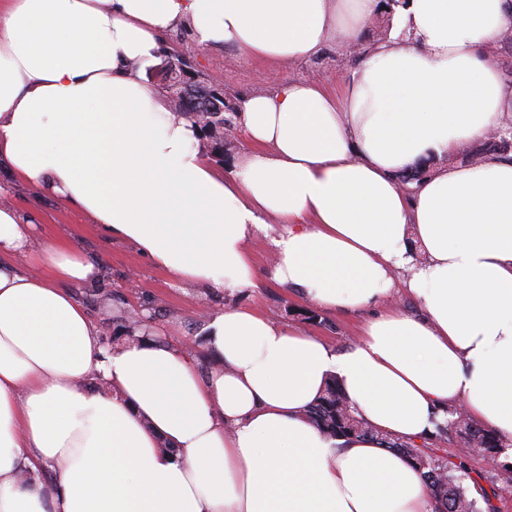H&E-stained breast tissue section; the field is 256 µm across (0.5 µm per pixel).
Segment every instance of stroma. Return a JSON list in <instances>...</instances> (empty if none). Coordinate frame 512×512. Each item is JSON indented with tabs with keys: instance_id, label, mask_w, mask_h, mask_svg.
I'll return each mask as SVG.
<instances>
[{
	"instance_id": "obj_1",
	"label": "stroma",
	"mask_w": 512,
	"mask_h": 512,
	"mask_svg": "<svg viewBox=\"0 0 512 512\" xmlns=\"http://www.w3.org/2000/svg\"><path fill=\"white\" fill-rule=\"evenodd\" d=\"M184 47L193 51L199 79L207 85L225 87L229 96L261 92L268 88L271 75L261 63L243 60L230 46L211 48L195 45L184 38ZM351 58L339 47L328 46L321 57L297 67L296 72L336 86L351 66ZM0 200L18 209L39 214L37 240L61 238L91 261L105 267L107 276L95 288L75 289L76 299L90 313L91 322L108 344L121 341L115 321L117 311L135 313L147 308L155 311L154 326H172L180 334L200 335L208 313L223 309L228 300L253 307L289 323H302L304 308L294 292L274 281L258 291L241 290L235 296L212 293L181 282L167 272L152 267L135 245L100 233L90 218L61 198L40 191L17 179L0 161ZM136 275V288L126 287L129 275ZM310 331L336 349L346 348L359 334L360 316L344 313H319ZM467 485L482 488L489 497L490 512H512V470L491 467L485 457L472 454L466 459Z\"/></svg>"
}]
</instances>
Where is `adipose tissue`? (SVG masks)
Wrapping results in <instances>:
<instances>
[{
  "label": "adipose tissue",
  "mask_w": 512,
  "mask_h": 512,
  "mask_svg": "<svg viewBox=\"0 0 512 512\" xmlns=\"http://www.w3.org/2000/svg\"><path fill=\"white\" fill-rule=\"evenodd\" d=\"M382 9L0 0V158L18 179L177 280L271 279L364 317L341 351L234 303L208 316L203 344L108 345L72 292L103 268L35 244L38 217L1 205L0 512H434L421 471L379 435L426 439L459 408L512 438V160L400 181L501 126L512 85L488 50L512 29V0H406L366 43ZM182 26L277 70L237 100L227 174L140 79ZM332 43L356 59L339 92L288 75ZM331 380L371 435L332 438L308 418Z\"/></svg>",
  "instance_id": "1"
}]
</instances>
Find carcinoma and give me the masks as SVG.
<instances>
[{
    "label": "carcinoma",
    "mask_w": 512,
    "mask_h": 512,
    "mask_svg": "<svg viewBox=\"0 0 512 512\" xmlns=\"http://www.w3.org/2000/svg\"><path fill=\"white\" fill-rule=\"evenodd\" d=\"M171 110L198 127L203 124H224V113L208 112L187 98L179 104L171 103ZM308 416L324 434L331 437L375 434L350 405L334 379L326 384L322 395L308 409ZM452 433L462 438L464 448L460 450L459 456L478 452L499 461L503 451L500 439L481 425L467 418H457L438 426L435 438L441 440ZM380 443L389 449H396L412 466L422 471L435 502L436 512H480L477 501L469 495L463 483L461 471L464 470V463L456 464L442 459L435 455L429 445H419L412 439L382 436Z\"/></svg>",
    "instance_id": "obj_1"
}]
</instances>
